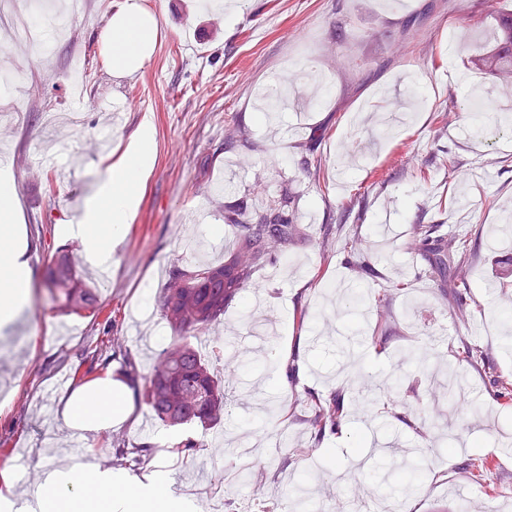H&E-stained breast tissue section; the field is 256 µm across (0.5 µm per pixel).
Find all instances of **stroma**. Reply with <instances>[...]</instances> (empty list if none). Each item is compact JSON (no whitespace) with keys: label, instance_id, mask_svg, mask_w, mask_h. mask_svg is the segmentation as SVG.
<instances>
[{"label":"stroma","instance_id":"stroma-1","mask_svg":"<svg viewBox=\"0 0 512 512\" xmlns=\"http://www.w3.org/2000/svg\"><path fill=\"white\" fill-rule=\"evenodd\" d=\"M243 0L239 10L199 0H87L63 37L19 52L0 39V138L15 157L10 177L31 287L14 320L0 324V470L17 490L78 456L131 484L153 476L169 491L223 488L228 512H280L282 484L309 486L311 512L376 498L372 479L396 465L378 444L422 446L415 408L439 427L442 444L422 466V488L404 512H459L463 496L482 512H512V398L495 378H512V335L501 311L512 287L488 295L489 281L512 280V96L473 69L499 0ZM138 4L155 20L151 49L136 69L112 65L105 39L114 15ZM446 113L440 126L438 113ZM150 128L153 163L135 215L107 276L80 270L97 295L95 312L61 311L42 286L57 251L83 252L64 237L71 199L88 203L119 156ZM326 130L316 142V129ZM72 143L74 180L37 176L32 164L45 132ZM237 146L225 150L227 136ZM290 196L301 233L287 255L254 276L212 336L247 352L246 367L223 375L227 413L192 456L173 448L175 432L134 400L128 421L84 441L59 410L80 387L105 377L125 383L121 357L99 363L111 336L131 350L141 373L153 367L171 330L143 293L158 295L187 251L219 262L235 237L224 208ZM445 231L482 229L466 276L471 313L448 307L426 262L409 247L415 224ZM358 237L373 276H363L336 229ZM478 343L490 371L462 359ZM293 373L278 372L270 351ZM481 390L473 409L457 408L443 382ZM398 378L377 392L370 413L354 400L355 381ZM343 397L338 433L316 439V400ZM365 435V447L353 439ZM147 443L143 463L117 464L112 442ZM251 449L250 460L215 456L223 443ZM325 470L321 482L308 472ZM249 471L240 482V471Z\"/></svg>","mask_w":512,"mask_h":512}]
</instances>
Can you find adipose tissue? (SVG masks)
I'll return each instance as SVG.
<instances>
[{
  "label": "adipose tissue",
  "mask_w": 512,
  "mask_h": 512,
  "mask_svg": "<svg viewBox=\"0 0 512 512\" xmlns=\"http://www.w3.org/2000/svg\"><path fill=\"white\" fill-rule=\"evenodd\" d=\"M153 19L137 5L113 17L109 50L112 60L130 69L147 56ZM152 164V135L143 129L137 141L110 165L98 195L89 202L81 221L64 228L67 237L79 239L85 256L102 266L124 240L135 212L140 182ZM30 272L22 246L0 253V323L11 320L28 296ZM128 396L111 378L78 389L61 410L64 424L83 436H94L125 422ZM111 472L70 464L48 472L46 484L35 494L17 493L9 475L0 476V501L15 512H187V502L170 497L168 487L156 480L123 494H112Z\"/></svg>",
  "instance_id": "obj_1"
}]
</instances>
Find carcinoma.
<instances>
[{"instance_id": "carcinoma-1", "label": "carcinoma", "mask_w": 512, "mask_h": 512, "mask_svg": "<svg viewBox=\"0 0 512 512\" xmlns=\"http://www.w3.org/2000/svg\"><path fill=\"white\" fill-rule=\"evenodd\" d=\"M496 30L483 44V53L471 63L478 69L508 83L512 81V10H504ZM224 223L238 230L235 251L220 264L194 266L174 264L165 287L155 298L157 310L174 333L162 349L151 373L140 377L131 356H126L125 372L134 389H142L144 403L162 425L183 430L207 431L224 420L226 402L224 380L214 374L209 362L191 341V334L219 325L228 304L253 285L256 272L275 256L288 251L299 237L289 199L277 204L248 208L224 207ZM473 233L445 236L439 224H416L411 245L424 253L433 278L457 273L470 266ZM45 288L67 313L94 308V288L79 275L74 256L61 252L45 268ZM455 311L469 309L464 290L467 283L453 278L448 283ZM144 384H138V379ZM341 395L333 394L319 403L310 426L321 438L340 425ZM116 456L131 455L136 462L151 455L146 446L127 448L115 441Z\"/></svg>"}]
</instances>
